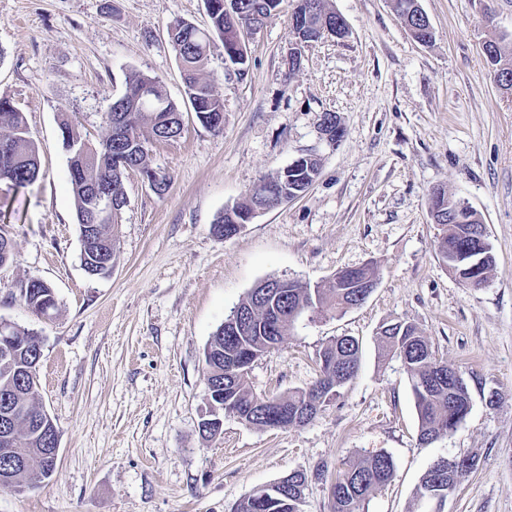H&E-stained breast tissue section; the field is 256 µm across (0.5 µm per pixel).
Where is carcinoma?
Returning a JSON list of instances; mask_svg holds the SVG:
<instances>
[{"mask_svg": "<svg viewBox=\"0 0 512 512\" xmlns=\"http://www.w3.org/2000/svg\"><path fill=\"white\" fill-rule=\"evenodd\" d=\"M239 2L242 18L238 24L224 20V0H204L210 20L208 28L196 27L190 31L186 21L181 19L167 26L168 38L183 74L187 102L197 120L215 133L221 132L222 127L211 124L210 115L224 111V103L215 93L213 81L205 76V69L216 43H221L224 55L238 66L235 72L238 79H244L248 73L244 35L249 31L252 5L257 0ZM393 2L397 16L408 27L411 36L415 39L425 37L424 24L413 9L415 0ZM295 11L313 13L306 30L311 40L324 37V28L336 25V14L329 12L327 0H308L305 6L297 5ZM483 51L495 83H500L505 75L512 77V55L505 53L498 40L486 41ZM144 88L159 103L149 116L133 108L136 97ZM102 124L106 134L86 157L82 156V148L88 136L66 113L59 123V131L62 144L71 151L76 166L69 178L80 235L93 233L103 247H112L115 257V224L94 222L90 214L91 189L108 185L117 209L124 207L126 198L122 183L125 170L112 165V156L123 153L127 155L131 169L158 183L159 193H164L169 188L170 177L151 167L147 144L181 136L184 124L180 106L168 98L159 81L137 72L127 77L124 93L108 101L102 112ZM317 173L318 161L310 158L298 171L284 169L268 178L263 189L269 193L283 189L302 192L312 175ZM41 176L38 148L28 136L22 113L9 100L0 99V179L19 189L34 184ZM429 205L449 220L437 238L438 254L446 264L452 255L473 246L470 238L459 235L453 220L461 217L478 224L480 219L474 212L458 211V200L439 188L432 190ZM354 294L355 289L343 278L316 290L296 281L280 284L270 277L263 280L237 304L241 310L255 314L250 332L236 340L232 347L222 341L216 342V337L224 332V326H219L211 336L204 352L206 379L227 382L224 402L244 416L249 426L264 428L275 423L281 429H288L309 423L322 409L316 405L321 394L328 395L333 391L323 375L331 371L336 373V388L340 389L357 373L359 344L353 337L339 336L322 351L320 362L324 364V370L311 387L273 398L254 395L248 377L238 375L233 348L262 356L270 351V344L282 342L290 332L288 315L292 307L300 304L311 312L340 316L350 310ZM20 298L36 315H44L57 306L50 289L40 283L32 284L27 292L20 293ZM7 336L9 352L0 349V423L9 420L15 458L0 455V484L25 488L48 479L56 461L45 457L49 440L40 430L41 410L34 401L41 359L39 340L35 333L14 324L10 325ZM382 338L387 351L404 358L417 411L419 443L426 444L449 433L450 406H465L469 398L467 384L453 380L454 372L448 369V363L437 358L428 337L421 335L414 325H388L382 330ZM257 403L266 404L274 418L252 414V406ZM394 468L392 457L384 452L354 456L344 461L331 485L332 512H368L371 495L391 480ZM446 472L448 466L435 461L423 475L416 494H422L423 487L431 485L436 487L440 500H445L448 496ZM306 484V475L297 472L282 480V493L263 500L260 492L253 490L237 503L233 512H301Z\"/></svg>", "mask_w": 512, "mask_h": 512, "instance_id": "carcinoma-1", "label": "carcinoma"}]
</instances>
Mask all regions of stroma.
Instances as JSON below:
<instances>
[{
  "label": "stroma",
  "instance_id": "1",
  "mask_svg": "<svg viewBox=\"0 0 512 512\" xmlns=\"http://www.w3.org/2000/svg\"><path fill=\"white\" fill-rule=\"evenodd\" d=\"M434 32L417 43L392 0H330L347 38L326 37L290 68L295 0L246 38L248 74H229L222 50L207 72L224 102L216 134L193 112L173 141L149 144L168 174L165 193L139 172L126 204L110 276L81 263L67 156L57 114H75L91 139L130 73L158 79L172 100L184 83L166 26L208 24L204 0H0V97L23 113L42 177L25 189L0 180V231L12 241L0 267V318L41 344L35 400L59 439L51 477L0 486V512H232L252 490L305 473L302 512H331L343 460L384 452L395 470L369 512H512V92L496 86L482 45L512 47V0H419ZM345 133L331 142L322 113ZM304 155L320 175L301 197L258 215L232 238L212 224L261 179ZM438 187L485 224L495 256L487 283L465 287L442 263L429 213ZM374 268L377 286L346 314L303 313L249 375L261 397L310 386L336 337L360 345L359 369L308 424L260 429L237 419L203 438L204 351L260 281L326 282ZM54 290L48 317L17 285ZM414 324L459 371L471 410L451 434L423 446L399 357L381 353L383 325ZM474 457L443 503L416 488L441 457Z\"/></svg>",
  "mask_w": 512,
  "mask_h": 512
}]
</instances>
